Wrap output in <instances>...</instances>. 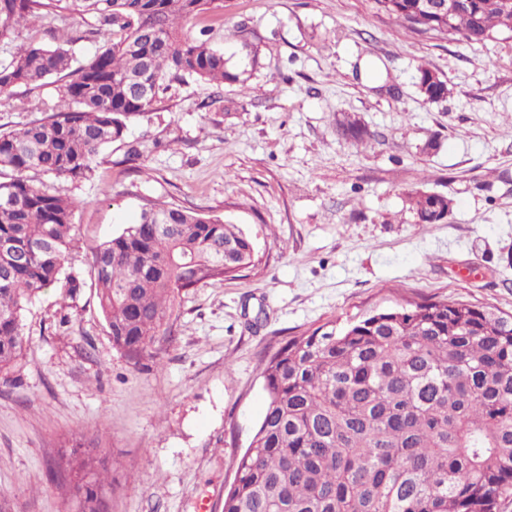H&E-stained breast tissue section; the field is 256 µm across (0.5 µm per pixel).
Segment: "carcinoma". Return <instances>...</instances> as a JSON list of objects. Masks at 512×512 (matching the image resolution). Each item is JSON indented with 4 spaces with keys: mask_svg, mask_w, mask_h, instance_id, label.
I'll list each match as a JSON object with an SVG mask.
<instances>
[{
    "mask_svg": "<svg viewBox=\"0 0 512 512\" xmlns=\"http://www.w3.org/2000/svg\"><path fill=\"white\" fill-rule=\"evenodd\" d=\"M406 29L482 43L512 36V0H459L446 16L430 0H373ZM214 0H0V40L21 22L63 11L97 18L110 39L73 67L63 44L30 43L0 64V106L13 88L58 77L43 116L0 133V375L28 338L22 312L52 287L80 292L65 263L74 242L73 202L28 177H88L127 121L174 81L242 83L243 72L185 24ZM424 100L446 81L418 67ZM355 145L371 132L341 124ZM417 223L448 218L452 200L422 192ZM260 258L237 224L174 206L147 205L140 221L93 253L98 305L112 344L133 359L157 356L177 300L200 284L253 268ZM267 404L223 512H496L512 497V318L457 300L390 307L342 327L328 322L264 359ZM92 449L60 464L80 474V512H102L107 468Z\"/></svg>",
    "mask_w": 512,
    "mask_h": 512,
    "instance_id": "obj_1",
    "label": "carcinoma"
}]
</instances>
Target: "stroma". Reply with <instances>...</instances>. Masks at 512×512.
<instances>
[{"instance_id": "1", "label": "stroma", "mask_w": 512, "mask_h": 512, "mask_svg": "<svg viewBox=\"0 0 512 512\" xmlns=\"http://www.w3.org/2000/svg\"><path fill=\"white\" fill-rule=\"evenodd\" d=\"M191 31L259 63L245 83L172 84L91 177L37 185L74 202L66 272L23 314L29 344L0 382V512H78L61 451L101 449L107 512H222L266 404L263 357L327 321L458 299L512 313V38L407 31L373 0H214ZM448 83L426 102L417 68ZM0 131L39 118L57 85L16 88ZM373 134L361 146L336 122ZM448 195L420 224L413 197ZM154 199L240 225L262 259L182 296L157 359L112 345L93 251Z\"/></svg>"}]
</instances>
